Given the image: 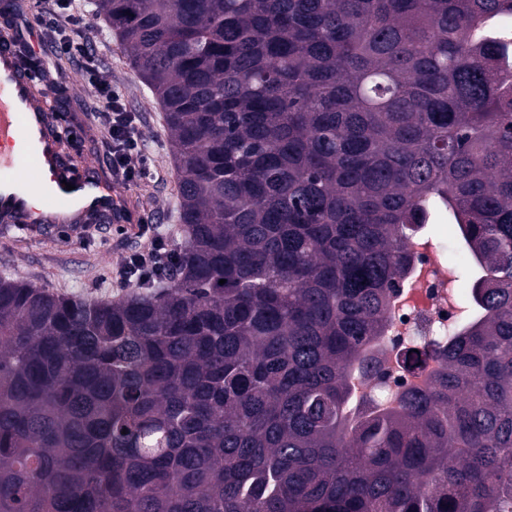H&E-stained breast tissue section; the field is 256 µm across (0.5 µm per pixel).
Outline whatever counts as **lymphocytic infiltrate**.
Here are the masks:
<instances>
[{"instance_id":"1","label":"lymphocytic infiltrate","mask_w":512,"mask_h":512,"mask_svg":"<svg viewBox=\"0 0 512 512\" xmlns=\"http://www.w3.org/2000/svg\"><path fill=\"white\" fill-rule=\"evenodd\" d=\"M83 15L71 0H52L49 19L39 47L23 43L26 54L34 50L73 60L83 73L93 96L95 111L101 112V141L109 153L112 173L130 183L150 174L140 132V117L128 111L110 81L101 75L99 59L87 43L77 37ZM175 261L174 251L168 250L162 237H152L146 251L132 255L119 270L123 281L154 280L164 275Z\"/></svg>"}]
</instances>
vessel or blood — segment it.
<instances>
[{
    "mask_svg": "<svg viewBox=\"0 0 512 512\" xmlns=\"http://www.w3.org/2000/svg\"><path fill=\"white\" fill-rule=\"evenodd\" d=\"M9 47L0 48L1 57H11L10 66L0 69V219L47 235L56 226L47 214L71 211L76 194L94 195L97 207L86 219L114 225L128 231L137 229L144 216L136 202L119 183L103 176L104 160L85 164L75 171L64 162L48 170L43 154V139L51 137L54 145L62 139L57 124L46 107V97L39 81L20 61L14 60ZM26 145L29 160L23 171H15V144ZM43 186L48 200L45 210L32 209L22 193L23 187Z\"/></svg>",
    "mask_w": 512,
    "mask_h": 512,
    "instance_id": "obj_1",
    "label": "vessel or blood"
}]
</instances>
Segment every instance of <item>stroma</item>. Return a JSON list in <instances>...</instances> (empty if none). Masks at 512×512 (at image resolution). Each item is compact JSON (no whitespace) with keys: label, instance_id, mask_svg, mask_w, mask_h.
I'll return each instance as SVG.
<instances>
[{"label":"stroma","instance_id":"obj_1","mask_svg":"<svg viewBox=\"0 0 512 512\" xmlns=\"http://www.w3.org/2000/svg\"><path fill=\"white\" fill-rule=\"evenodd\" d=\"M76 6L85 13L83 32L102 59L104 76L121 94L126 108L141 116L152 175L130 186L128 193L147 216L150 233L125 234L103 224L88 236L63 227L45 239L0 224V276L53 293L115 300L128 291L127 285L117 279L116 270L129 254L143 250L153 234L180 247L185 231L179 222L176 172L164 113L149 87L131 69L104 19L96 16L92 0H77ZM42 64L55 79L54 86L47 89L50 112L68 121L81 119L96 124L97 114L76 63L51 56L43 58Z\"/></svg>","mask_w":512,"mask_h":512}]
</instances>
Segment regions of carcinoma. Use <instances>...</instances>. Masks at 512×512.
<instances>
[{
  "label": "carcinoma",
  "mask_w": 512,
  "mask_h": 512,
  "mask_svg": "<svg viewBox=\"0 0 512 512\" xmlns=\"http://www.w3.org/2000/svg\"><path fill=\"white\" fill-rule=\"evenodd\" d=\"M94 6L186 238L113 302L0 277V512H512V0ZM439 210L475 313L398 409L354 404Z\"/></svg>",
  "instance_id": "carcinoma-1"
}]
</instances>
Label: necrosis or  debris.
Wrapping results in <instances>:
<instances>
[{
    "label": "necrosis or debris",
    "mask_w": 512,
    "mask_h": 512,
    "mask_svg": "<svg viewBox=\"0 0 512 512\" xmlns=\"http://www.w3.org/2000/svg\"><path fill=\"white\" fill-rule=\"evenodd\" d=\"M415 232L425 239L424 247L416 252L414 265L418 286L404 306L389 313L383 337L389 355L382 359V377L375 382L387 402L396 400L407 389L425 387L437 367L429 358L414 369L406 368L404 356L412 341L433 347L443 345L467 310L464 289L449 277L451 267L444 257L447 244L426 235L424 227H416Z\"/></svg>",
    "instance_id": "obj_1"
}]
</instances>
